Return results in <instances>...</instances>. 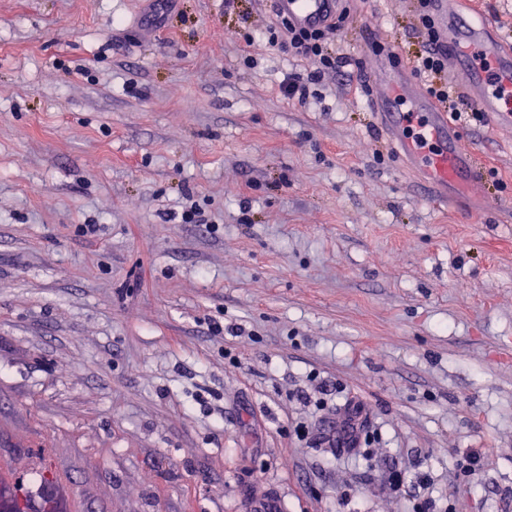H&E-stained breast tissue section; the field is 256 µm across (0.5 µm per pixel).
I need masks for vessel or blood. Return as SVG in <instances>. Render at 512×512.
Wrapping results in <instances>:
<instances>
[{"label":"vessel or blood","instance_id":"vessel-or-blood-1","mask_svg":"<svg viewBox=\"0 0 512 512\" xmlns=\"http://www.w3.org/2000/svg\"><path fill=\"white\" fill-rule=\"evenodd\" d=\"M276 15L298 30L325 28L339 0H272ZM448 75L466 100L486 115L512 122V47L492 40L484 15H464L462 0H437ZM376 111L388 143L448 201L460 190L481 198V157L469 149L448 122L446 109L408 85L399 73L380 84Z\"/></svg>","mask_w":512,"mask_h":512}]
</instances>
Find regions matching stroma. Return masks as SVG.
<instances>
[{"instance_id":"1","label":"stroma","mask_w":512,"mask_h":512,"mask_svg":"<svg viewBox=\"0 0 512 512\" xmlns=\"http://www.w3.org/2000/svg\"><path fill=\"white\" fill-rule=\"evenodd\" d=\"M276 22L0 0V479L58 512H512V124L459 127L502 206L437 201L356 83L378 41L410 70L416 0H354L318 105ZM347 396L355 458L322 438ZM392 466L426 479L376 495ZM333 427L336 432V448L349 453L357 452L363 442L370 440L369 414L362 402L347 400L336 408Z\"/></svg>"}]
</instances>
